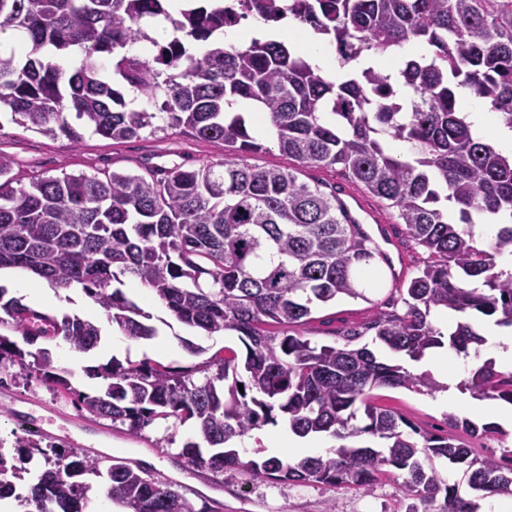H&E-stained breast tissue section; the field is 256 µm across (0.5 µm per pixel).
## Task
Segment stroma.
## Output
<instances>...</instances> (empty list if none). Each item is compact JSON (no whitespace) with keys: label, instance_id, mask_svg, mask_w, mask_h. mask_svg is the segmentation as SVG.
Returning a JSON list of instances; mask_svg holds the SVG:
<instances>
[{"label":"stroma","instance_id":"obj_1","mask_svg":"<svg viewBox=\"0 0 512 512\" xmlns=\"http://www.w3.org/2000/svg\"><path fill=\"white\" fill-rule=\"evenodd\" d=\"M0 153L9 157L14 174L27 183L64 171L97 174L141 173L148 167L165 169L177 165L197 168L222 162L224 146L196 138L179 128L153 134L145 131L139 137L120 143L86 130L81 139L74 141L62 135L49 136L23 129L11 123L9 114L5 113L0 115ZM300 178L320 185L325 192H337L341 198L352 195L360 198L378 224L372 237L390 255L396 274L412 277L427 259V250L407 236L404 225L395 223L389 211L345 181L336 170L308 167L302 169ZM392 286L391 279L386 277L380 284L366 287L364 298L342 297L318 307L312 321L304 327L306 336L313 342L330 344L337 336L361 328L378 314L404 313L405 305L400 296L394 295ZM159 332V337L153 340L132 342L125 352L119 353V360L146 358L181 369L202 365L226 347L240 355L245 352L238 337L194 333L189 335L191 341L203 348L202 353L194 354L178 340L179 335L186 333L182 325L176 323L169 328L163 325ZM48 347L56 366L68 371L77 390L95 393L100 381L90 377L88 370L109 362L110 357L103 348L82 354L53 341ZM378 395L380 405L397 411L419 430L438 435L448 433L446 412L433 407L426 394L398 388L379 390ZM30 403L81 423V430L72 432L67 439V446L78 448L85 442H97L105 455L146 467L177 483L193 502L209 500L215 512H407L412 504L401 488L404 475L395 470L383 475L367 490L351 485L328 487L253 481L237 473H228L213 481L178 462L177 444L193 436L191 424L179 425L175 444L160 448L156 441L165 432V422L146 428L138 438L113 429L106 431L101 423L86 418L69 399L20 378L0 386V444L4 447H13L15 439L23 436L16 413Z\"/></svg>","mask_w":512,"mask_h":512}]
</instances>
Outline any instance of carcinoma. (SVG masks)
I'll return each instance as SVG.
<instances>
[{"instance_id":"1","label":"carcinoma","mask_w":512,"mask_h":512,"mask_svg":"<svg viewBox=\"0 0 512 512\" xmlns=\"http://www.w3.org/2000/svg\"><path fill=\"white\" fill-rule=\"evenodd\" d=\"M171 2L0 0V32L22 33L26 48L22 62L17 49L0 48V110L14 123L79 139L72 113L93 133L121 142L162 129L158 121L166 118L170 127L224 144V161L215 165L101 177L63 172L27 186L0 156V269H23L56 290L79 289L123 335L151 340L158 336L152 314L124 291L136 281L186 329L238 336L244 363L235 352L184 370L114 359L90 370L103 389L83 394L54 365L50 349L23 345L41 337L88 353L101 341L100 326L8 299L0 286V384L24 374L133 437L158 420H191L195 435L177 456L216 478L242 472L260 481L369 489L392 467L406 474L407 495L426 505L443 496L439 512H478L433 467L432 460L445 458L466 465L472 490L512 497V467L473 457L455 436L422 432L374 402L379 389H439L405 360L418 362L444 344L466 356L485 345L469 323L443 333L432 311H476L512 326V272L495 271L497 257L512 256V155L474 138L456 99V88H470L512 130V0H240L237 8L183 0L175 13ZM249 16L299 21L336 45L346 72L330 79L274 40L219 43L201 55L187 46ZM153 21L169 24L168 42L141 27ZM141 40L155 50L125 51ZM411 40L426 53L403 60L397 71L409 89L405 100L383 68H350ZM71 46L83 53L75 69L40 57L47 48ZM106 56L130 89L161 99L158 111L129 107L120 90L98 78ZM239 99L267 115L262 135L231 111ZM265 140L298 167L240 161L262 151ZM388 140L410 144L411 153H391ZM306 167L340 170L430 253L397 288L406 311L347 332L342 346L319 345L301 327L320 304L366 299L359 275L387 257L337 194L299 179ZM488 222L498 230L484 249L476 227ZM368 331L397 358L349 347ZM460 389L512 405V372L488 360ZM280 418L297 436L335 439L334 456L242 460L237 441ZM448 426L496 434L502 443L508 437L491 423L479 427L454 414ZM14 452L20 465L0 467V501L12 498L23 512H87L97 489L122 512H210L172 481L123 460L32 437L17 440Z\"/></svg>"}]
</instances>
